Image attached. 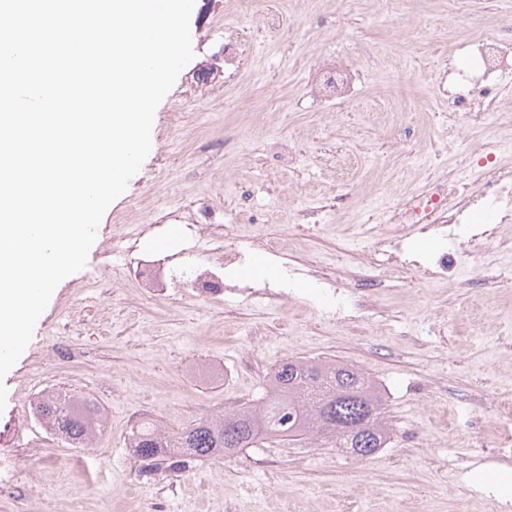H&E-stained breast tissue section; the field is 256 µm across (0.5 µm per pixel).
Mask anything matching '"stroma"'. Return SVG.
I'll return each instance as SVG.
<instances>
[{
  "mask_svg": "<svg viewBox=\"0 0 512 512\" xmlns=\"http://www.w3.org/2000/svg\"><path fill=\"white\" fill-rule=\"evenodd\" d=\"M380 0H195L194 59L158 106L152 148L126 191L105 211L87 264L59 283L32 339L4 379L0 411V512H131L139 498L157 512H457L482 486L512 506V489L479 477L489 456L475 438L499 424L512 401V285L475 279L480 261L512 270V223L489 244L409 232L413 256L447 247L457 265L448 284L408 268L383 290L374 319L350 326L327 320L329 289L290 292L280 308L213 304L184 297L139 301L105 257L112 236L201 199L237 211L251 195L260 223L296 232L293 267L324 261L354 267L376 245L375 218L445 169L468 182L470 143L512 136L490 125L448 127L439 85L468 62L466 44L512 18V0H468L463 20L449 0H400L396 17ZM243 38L242 64L224 73V27ZM357 58L354 102L323 107L309 88L321 56ZM285 139L295 161L280 166L269 149ZM304 207L325 213L318 231L295 228ZM62 341L68 355L49 357ZM292 357L360 370L387 392L395 430L387 448L347 457L325 440L268 444L221 460L201 459L154 476L128 436L139 411L157 425L169 413L193 424L264 397L269 369ZM448 393V416L433 412L431 388ZM65 390L102 409L106 432L88 447L48 438L24 418L29 397Z\"/></svg>",
  "mask_w": 512,
  "mask_h": 512,
  "instance_id": "1",
  "label": "stroma"
}]
</instances>
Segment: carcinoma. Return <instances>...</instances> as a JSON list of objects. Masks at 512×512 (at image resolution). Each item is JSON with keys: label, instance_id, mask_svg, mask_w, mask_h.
I'll use <instances>...</instances> for the list:
<instances>
[{"label": "carcinoma", "instance_id": "carcinoma-1", "mask_svg": "<svg viewBox=\"0 0 512 512\" xmlns=\"http://www.w3.org/2000/svg\"><path fill=\"white\" fill-rule=\"evenodd\" d=\"M40 418L79 448L93 438L96 405L66 394L39 403ZM391 428L381 391L364 373L346 365L286 359L272 372L265 397L219 418L177 431L144 422L130 435L142 460L174 471L198 458H222L281 439L301 443L324 438L354 457L385 447Z\"/></svg>", "mask_w": 512, "mask_h": 512}]
</instances>
